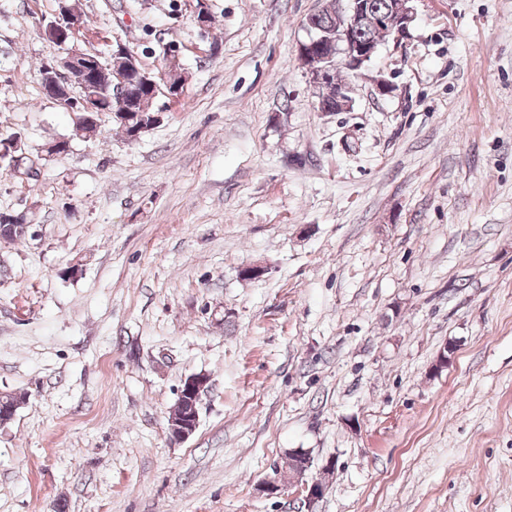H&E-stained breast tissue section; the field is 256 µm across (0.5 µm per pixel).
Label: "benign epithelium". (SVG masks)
Returning a JSON list of instances; mask_svg holds the SVG:
<instances>
[{
    "mask_svg": "<svg viewBox=\"0 0 512 512\" xmlns=\"http://www.w3.org/2000/svg\"><path fill=\"white\" fill-rule=\"evenodd\" d=\"M348 9L339 14L336 34L327 39L320 35L314 25L307 24L309 40L301 43L300 48L319 46L325 49L322 66H312L310 80L324 90V96L336 101L335 111L350 109L352 97L346 85L330 83V71L343 66L349 70H358L370 62L381 44L399 42L416 17L418 0H395L391 11L382 15H373L364 0H348ZM370 25L380 31L375 42H365L357 37L360 28ZM46 37L65 47V55L42 71L41 83L46 95L58 98V88L65 83L79 90L84 109L80 112L74 134L83 133L86 125L97 124V116L103 111V98L99 84L107 74H112L115 93L110 99L111 113L127 112L126 97L131 87L138 83H156L151 73L142 67L139 58L121 41L112 43V49L106 62H101L100 54L89 48L93 38L81 15L75 13L61 0L55 20L43 29ZM208 384V378L202 374L186 377L178 391V397L185 405L184 412H171L168 419L169 436L174 441H183L191 436L199 424V405L201 396ZM327 483L322 478L305 481L302 489L306 512H313L314 505L324 495Z\"/></svg>",
    "mask_w": 512,
    "mask_h": 512,
    "instance_id": "7a95c632",
    "label": "benign epithelium"
}]
</instances>
